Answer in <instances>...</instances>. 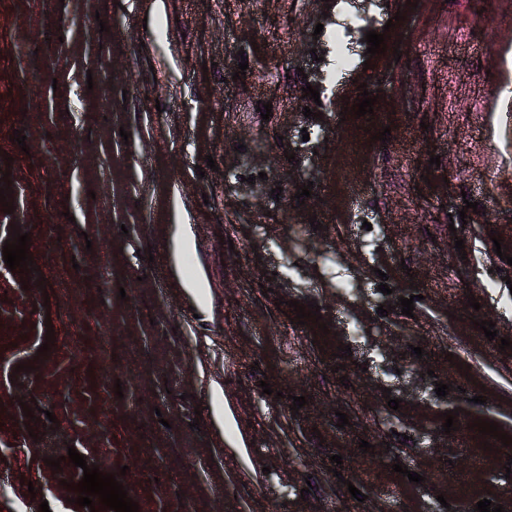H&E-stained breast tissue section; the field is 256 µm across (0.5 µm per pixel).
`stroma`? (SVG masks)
Instances as JSON below:
<instances>
[{"label":"stroma","instance_id":"35a3bbf8","mask_svg":"<svg viewBox=\"0 0 512 512\" xmlns=\"http://www.w3.org/2000/svg\"><path fill=\"white\" fill-rule=\"evenodd\" d=\"M385 28L387 52L367 56ZM340 43L342 80H316ZM362 84L368 118L344 111ZM507 86L512 0H0V245L29 234L34 265L0 259V512H90L71 446L139 512H340L354 488L362 512L512 504V445L470 425L512 436V357L479 327L512 339V266L494 251L512 249ZM416 293L413 316L396 309ZM283 299L317 303L328 333ZM30 401L53 420L29 421Z\"/></svg>","mask_w":512,"mask_h":512}]
</instances>
